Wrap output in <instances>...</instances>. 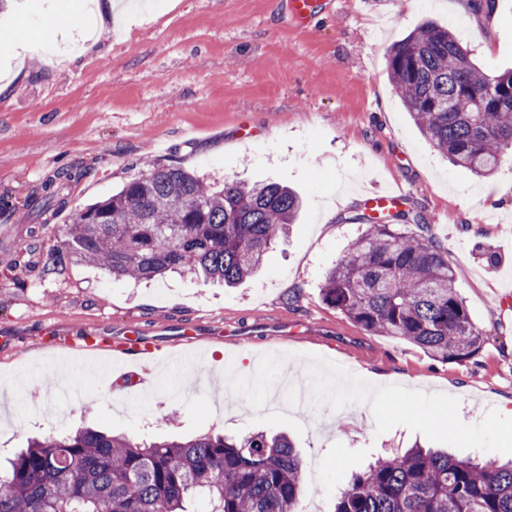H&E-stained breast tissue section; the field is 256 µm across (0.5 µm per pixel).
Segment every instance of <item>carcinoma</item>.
I'll use <instances>...</instances> for the list:
<instances>
[{
  "mask_svg": "<svg viewBox=\"0 0 512 512\" xmlns=\"http://www.w3.org/2000/svg\"><path fill=\"white\" fill-rule=\"evenodd\" d=\"M388 77L431 144L478 176L512 154V70L477 66L451 29L427 21L387 53ZM71 169L28 200L52 216ZM298 194L277 183H208L181 165L156 163L108 198L76 210L58 244L38 229L25 253L46 276L72 260L118 278L168 273L231 287L258 268L297 219ZM422 217L365 213L368 225L326 275L322 300L366 333L410 343L433 359L465 361L489 334L472 321L448 264V251ZM303 461L283 435L138 442L90 427L33 438L0 464V512H297ZM332 512H512V462L479 465L419 445L376 458L353 476Z\"/></svg>",
  "mask_w": 512,
  "mask_h": 512,
  "instance_id": "cac0c4a2",
  "label": "carcinoma"
}]
</instances>
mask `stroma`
I'll return each mask as SVG.
<instances>
[{"instance_id": "stroma-1", "label": "stroma", "mask_w": 512, "mask_h": 512, "mask_svg": "<svg viewBox=\"0 0 512 512\" xmlns=\"http://www.w3.org/2000/svg\"><path fill=\"white\" fill-rule=\"evenodd\" d=\"M123 24L102 30L65 67L39 54L23 71L0 48V458L30 438L83 425L136 438L283 432L304 463L302 499L330 512L338 491L371 458L413 442L460 459L512 460V160L479 178L454 167L420 133L386 70L389 48L420 24L448 26L494 71L512 69V0H313L299 25L290 0H117ZM88 0H10L0 38L34 43L87 30ZM58 26L50 28L47 14ZM296 190L303 209L258 272L224 288L190 277L134 282L75 261L59 278L14 266L37 219L28 197L57 171L81 169L59 225L107 198L146 163ZM399 183L447 248L474 323L490 333L466 362L443 363L400 340L371 336L323 303L327 273L364 225L363 190ZM495 263H487L485 253ZM297 303H289L291 294ZM196 324L188 345L179 330ZM133 327L161 346L155 374L91 372L80 352L61 359L46 342L89 328ZM301 379L313 406L250 410L221 390L238 376L262 393L282 373ZM388 387L379 389L376 377Z\"/></svg>"}]
</instances>
